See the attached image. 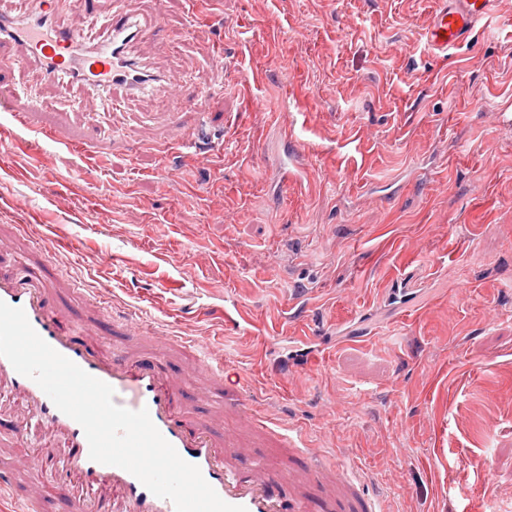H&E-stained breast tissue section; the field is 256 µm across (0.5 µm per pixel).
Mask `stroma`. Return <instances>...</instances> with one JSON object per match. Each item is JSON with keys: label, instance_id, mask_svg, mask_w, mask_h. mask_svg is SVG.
Masks as SVG:
<instances>
[{"label": "stroma", "instance_id": "1", "mask_svg": "<svg viewBox=\"0 0 512 512\" xmlns=\"http://www.w3.org/2000/svg\"><path fill=\"white\" fill-rule=\"evenodd\" d=\"M438 6L133 0L163 25L135 56L184 78L182 111L223 122L221 145L175 153L161 93L111 92L107 111L15 66L0 103L39 110L0 119V225L28 227L11 271L82 288L70 326L90 298L203 341L228 384L351 456L390 512H512V0L446 53L426 40ZM233 307L246 328L225 327ZM312 334L322 349L302 358ZM0 407L27 421L13 457L44 512H67L57 475L95 498L36 412L6 388Z\"/></svg>", "mask_w": 512, "mask_h": 512}]
</instances>
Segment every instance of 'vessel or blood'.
<instances>
[{
	"instance_id": "vessel-or-blood-1",
	"label": "vessel or blood",
	"mask_w": 512,
	"mask_h": 512,
	"mask_svg": "<svg viewBox=\"0 0 512 512\" xmlns=\"http://www.w3.org/2000/svg\"><path fill=\"white\" fill-rule=\"evenodd\" d=\"M494 0H455L454 8H440L427 33L439 51L459 43L491 10ZM69 0H37L21 16L0 14V75L17 64L39 69L55 82L58 91L73 88L125 89L132 95L162 84L163 76L137 61L134 43L150 32L126 9L125 0H113L105 18L106 40L89 44L83 31L60 26L57 17ZM50 278L31 272L24 276L0 272V301L21 308L37 334L57 352L115 391V404L147 410L180 457L199 467L203 478L226 503L246 512H387L378 499L366 496L344 466L311 458L297 430L280 424L269 412L253 405L247 389L224 382V358L185 336L166 335L158 348L130 352L97 343L98 326L87 333L66 327L65 305L52 294ZM175 348L203 363L211 380L200 392L212 400L218 416H194L184 399L185 386L177 373L166 370L161 350ZM0 386L9 388L32 405L52 436L63 438L69 470L88 487L99 490L94 503L73 496L59 484V497L67 499L69 512H175L171 501L153 495L134 475L92 461L82 427L62 413L30 378L19 374L0 357ZM243 419L254 430L271 436L275 447L301 459L298 467L282 470L245 448L225 417ZM10 501L9 512H38L40 499L23 491L17 472L0 466V502Z\"/></svg>"
}]
</instances>
